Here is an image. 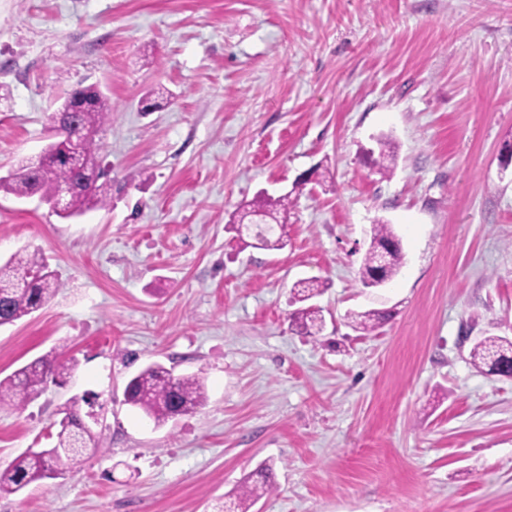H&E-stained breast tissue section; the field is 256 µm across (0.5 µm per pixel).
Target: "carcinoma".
<instances>
[{
  "mask_svg": "<svg viewBox=\"0 0 512 512\" xmlns=\"http://www.w3.org/2000/svg\"><path fill=\"white\" fill-rule=\"evenodd\" d=\"M72 111L70 122L91 133L83 142L80 161L69 164L57 141L46 145L37 158L20 161L7 176L0 177V189L18 198L39 196L48 200L60 187L72 191L67 199L65 217L80 215L86 210L104 206L111 198V184L104 179L102 146L98 133L106 123L111 104L97 86L77 88L63 100L59 111ZM367 164L386 176L392 171L394 150L388 141L381 142L379 153H369ZM290 196L276 199L260 198L252 208L264 215L278 231L268 237L267 250H280L288 238V225L280 223V215L290 206ZM401 241L392 225L379 220L371 227L369 248L359 270V281L366 287H378L396 276L403 265ZM63 286L58 274L49 270L38 253H18L0 266V326L13 325L40 310ZM324 285L317 280L299 281L294 285V300L306 302L321 294ZM294 320L304 331L321 328V309L313 304L297 309ZM385 319L377 311L348 316L349 325L364 333L373 331ZM472 364L496 375L512 372V338L489 334L482 337L470 351ZM74 360H65L51 351L39 356L10 375L0 378V409L23 410L37 398L48 383L58 385L74 369ZM99 396L85 393L71 398L59 410L55 445L40 450L28 449L0 468V495L15 494L30 484L54 479L64 473L60 463L72 470L82 466L90 449L102 447L100 432L87 421L98 405ZM207 400L204 380L196 374H176L160 362L141 368L126 383L124 402L142 412L154 426H163L176 418L194 412ZM274 490L271 475L259 469L248 476L237 501L226 512H249L253 504Z\"/></svg>",
  "mask_w": 512,
  "mask_h": 512,
  "instance_id": "cac0c4a2",
  "label": "carcinoma"
}]
</instances>
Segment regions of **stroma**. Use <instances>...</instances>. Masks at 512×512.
<instances>
[{
  "instance_id": "1",
  "label": "stroma",
  "mask_w": 512,
  "mask_h": 512,
  "mask_svg": "<svg viewBox=\"0 0 512 512\" xmlns=\"http://www.w3.org/2000/svg\"><path fill=\"white\" fill-rule=\"evenodd\" d=\"M106 89L112 200L62 218L0 191V265L39 252L62 288L0 328V378L49 351L63 385L0 409V467L98 394L101 450L0 512H512V378L470 360L512 337V0H0V176L38 155L75 88ZM171 93L141 109L148 90ZM390 176L366 167L380 137ZM290 194L288 244L234 223ZM380 219L394 279L358 271ZM317 279L324 326L291 321ZM390 312L374 331L352 312ZM159 361L207 402L154 427L124 402ZM386 249L385 267L379 272L377 265L380 251ZM404 253L401 241L395 234L392 224L378 220L371 227L369 248L359 270V281L365 287H378L396 276L403 265ZM274 488L268 470L259 469L248 476L247 481L242 485L237 495V501L233 502V507L230 506L228 510L224 511L249 512V509L258 499L271 493Z\"/></svg>"
}]
</instances>
